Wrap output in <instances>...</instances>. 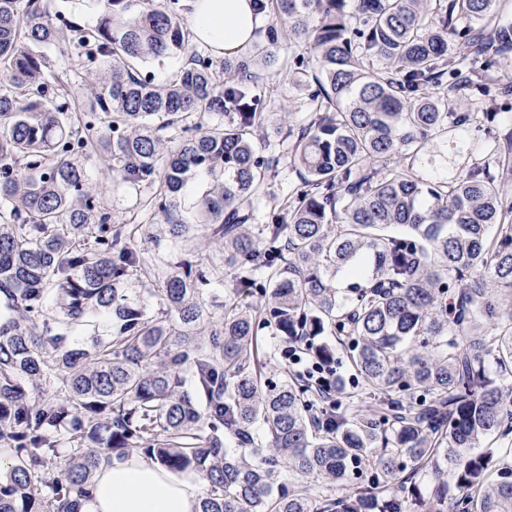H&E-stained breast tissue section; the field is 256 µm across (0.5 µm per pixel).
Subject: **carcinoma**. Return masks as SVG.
<instances>
[{
  "label": "carcinoma",
  "instance_id": "1",
  "mask_svg": "<svg viewBox=\"0 0 512 512\" xmlns=\"http://www.w3.org/2000/svg\"><path fill=\"white\" fill-rule=\"evenodd\" d=\"M252 2L288 23L260 62L189 51L182 0H85L89 26L0 0V512H78L101 462L134 451L197 475L200 512H512V136L450 180L416 169L427 140L489 117L428 92L461 78L449 37L488 96L512 24L498 0ZM62 39L78 67L44 52ZM284 73L314 109L288 126L297 181L255 224ZM194 176L209 189L189 201ZM270 328L301 369L267 371ZM328 334L356 393L315 388Z\"/></svg>",
  "mask_w": 512,
  "mask_h": 512
}]
</instances>
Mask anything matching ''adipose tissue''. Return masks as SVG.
Returning a JSON list of instances; mask_svg holds the SVG:
<instances>
[{
  "mask_svg": "<svg viewBox=\"0 0 512 512\" xmlns=\"http://www.w3.org/2000/svg\"><path fill=\"white\" fill-rule=\"evenodd\" d=\"M193 43L216 55H239L261 39L265 20L251 0H189ZM201 485L141 455L102 462L80 512H200Z\"/></svg>",
  "mask_w": 512,
  "mask_h": 512,
  "instance_id": "1",
  "label": "adipose tissue"
}]
</instances>
